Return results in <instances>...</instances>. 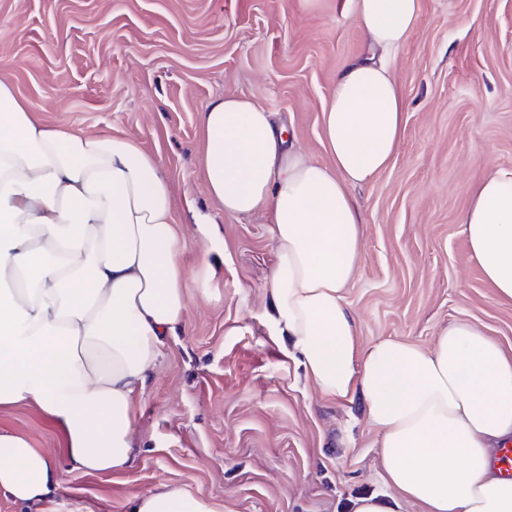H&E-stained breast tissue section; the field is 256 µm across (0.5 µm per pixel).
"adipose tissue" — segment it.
Segmentation results:
<instances>
[{"label": "adipose tissue", "mask_w": 512, "mask_h": 512, "mask_svg": "<svg viewBox=\"0 0 512 512\" xmlns=\"http://www.w3.org/2000/svg\"><path fill=\"white\" fill-rule=\"evenodd\" d=\"M366 51L339 73L322 114L330 164L288 140L246 96L201 115L202 166L225 214L270 212L276 320L318 391L362 396L384 483L422 512H512V481L493 448L512 439V352L465 321L431 350L384 339L360 350L343 291L360 257L362 216L349 190L373 182L402 135L404 100L388 58L409 39L420 0H347ZM459 217L473 261L512 303V170L488 167ZM169 187L154 156L118 137L34 124L0 84V406L35 403L72 469L133 466L134 399L180 328L185 272ZM57 469L0 434V495L59 512ZM129 512H215L160 487Z\"/></svg>", "instance_id": "obj_1"}]
</instances>
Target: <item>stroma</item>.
<instances>
[{"label": "stroma", "mask_w": 512, "mask_h": 512, "mask_svg": "<svg viewBox=\"0 0 512 512\" xmlns=\"http://www.w3.org/2000/svg\"><path fill=\"white\" fill-rule=\"evenodd\" d=\"M365 51L346 0H0V83L40 127L127 138L158 161L182 221L181 329L136 399V463L110 476L62 468L60 512H128L159 486L217 512H350L392 497L362 398L324 400L280 336L269 298V213L230 216L209 195L200 116L245 95L326 163L322 112ZM407 120L396 156L349 193L362 217L345 290L361 347L431 349L470 322L512 350V304L472 260L459 216L490 166L512 170V0H421L391 57ZM209 214L208 235L191 222ZM56 455L38 408H0V433Z\"/></svg>", "instance_id": "35a3bbf8"}]
</instances>
